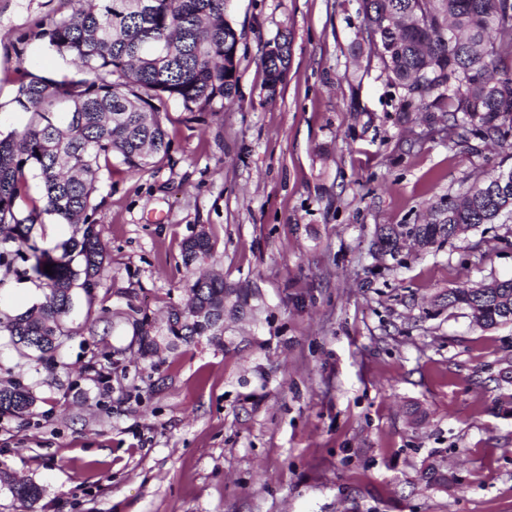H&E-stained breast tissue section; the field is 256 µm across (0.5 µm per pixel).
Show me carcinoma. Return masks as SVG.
Instances as JSON below:
<instances>
[{
  "label": "carcinoma",
  "instance_id": "cac0c4a2",
  "mask_svg": "<svg viewBox=\"0 0 512 512\" xmlns=\"http://www.w3.org/2000/svg\"><path fill=\"white\" fill-rule=\"evenodd\" d=\"M228 2L84 0L44 32L48 49L76 72L17 68L12 110L28 119L22 129L0 136V286L27 278L48 290L29 310L0 318V334L8 336L19 367L63 350L73 335L65 318L78 294L93 303L108 259L94 219L102 170L112 172L116 159L128 172L146 171L169 156L162 121L168 103H179L187 121L204 123L236 95L240 34L226 18ZM360 7L370 48L388 80L404 91L406 107L423 108L451 147L473 150L471 141L478 140L512 149V0H360ZM278 39L280 54L261 57L269 99L290 62V34ZM502 172L512 176V167L473 184L462 200L448 199L409 230L434 246L512 215V181H499ZM31 176L41 184L37 197L30 194ZM19 200L31 204L23 218L16 214ZM44 215L73 225V236L53 248L38 247L32 231ZM402 232L401 225L380 229V248L397 253ZM215 245L206 231L184 239L183 266H198ZM232 293L243 301L250 295L224 287L219 274L189 281L167 311L168 335L184 344L224 335V295ZM446 306L468 311L484 328L512 323V278L453 288ZM126 320L138 349L157 350L147 313L131 305ZM33 404L29 387H0V415L21 419ZM419 480L444 487L453 482L432 464ZM7 485L18 500H40L41 489L32 482Z\"/></svg>",
  "mask_w": 512,
  "mask_h": 512
}]
</instances>
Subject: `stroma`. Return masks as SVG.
<instances>
[{
    "instance_id": "stroma-1",
    "label": "stroma",
    "mask_w": 512,
    "mask_h": 512,
    "mask_svg": "<svg viewBox=\"0 0 512 512\" xmlns=\"http://www.w3.org/2000/svg\"><path fill=\"white\" fill-rule=\"evenodd\" d=\"M76 0H0V132L16 69L67 70L44 46ZM238 90L208 124L169 104L158 167L114 166L97 193L110 265L78 302L66 351L0 385L36 397L0 416V512H512V324L438 306L448 289L512 278V221L428 252L381 254L376 230L423 223L439 199L494 174L503 149L449 148L404 112L371 54L358 0H232ZM292 37L274 99L261 56ZM217 241L206 268L247 304L221 340L137 356L121 313L164 328L192 275L180 245ZM435 464L455 477L429 487ZM38 484L35 505L7 480Z\"/></svg>"
}]
</instances>
